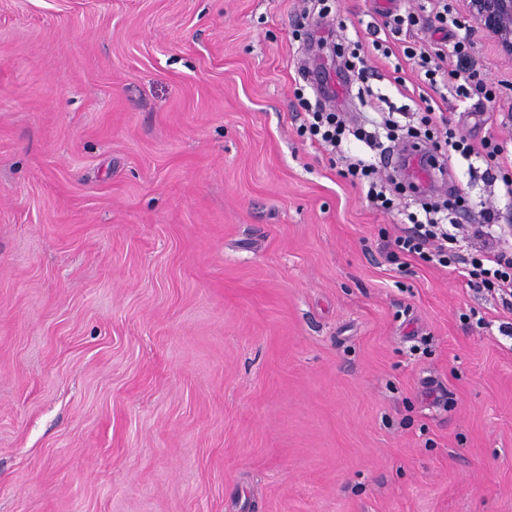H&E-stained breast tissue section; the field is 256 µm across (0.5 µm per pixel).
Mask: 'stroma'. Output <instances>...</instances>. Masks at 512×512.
<instances>
[{"instance_id":"35a3bbf8","label":"stroma","mask_w":512,"mask_h":512,"mask_svg":"<svg viewBox=\"0 0 512 512\" xmlns=\"http://www.w3.org/2000/svg\"><path fill=\"white\" fill-rule=\"evenodd\" d=\"M327 3L0 0V512H512V312L387 262L417 194L379 156L371 205L342 175L368 148L301 134L295 96L367 125L369 85L395 150L450 118L471 152L429 199L505 224L512 60L473 36L461 102L404 55L454 44L459 0ZM355 42L366 79L305 86Z\"/></svg>"}]
</instances>
